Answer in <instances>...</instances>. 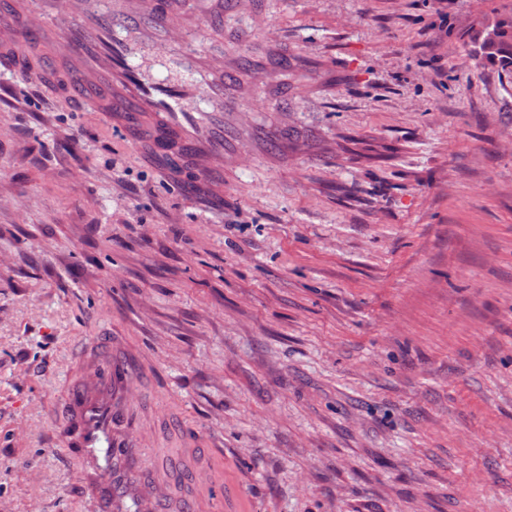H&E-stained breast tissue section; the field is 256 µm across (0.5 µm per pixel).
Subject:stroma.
Instances as JSON below:
<instances>
[{"label":"stroma","mask_w":512,"mask_h":512,"mask_svg":"<svg viewBox=\"0 0 512 512\" xmlns=\"http://www.w3.org/2000/svg\"><path fill=\"white\" fill-rule=\"evenodd\" d=\"M224 160L0 67V512H90L59 406L187 512H512V0H223ZM213 470L217 484L198 481ZM476 58L512 71V20L496 22L472 37ZM90 371L92 382L82 377L66 392L63 441L81 463L79 483L94 511L122 512L124 500L133 493L131 445L116 431L122 413L118 397L128 383L127 369L109 355Z\"/></svg>","instance_id":"1"}]
</instances>
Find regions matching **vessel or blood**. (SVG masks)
Instances as JSON below:
<instances>
[{"label":"vessel or blood","mask_w":512,"mask_h":512,"mask_svg":"<svg viewBox=\"0 0 512 512\" xmlns=\"http://www.w3.org/2000/svg\"><path fill=\"white\" fill-rule=\"evenodd\" d=\"M11 0H0V59L17 68H30V55L17 41L18 17L12 12ZM176 0H168L164 11H157L153 0H141L129 11V23L117 31L111 14L93 15L83 0H65L57 12L59 35L52 48L40 50L46 66H53L58 56L75 60L92 57L98 71L106 74L119 96L116 111L127 115L161 112L168 128L185 153L200 158L205 148L201 142L186 139L177 114L186 112V99L203 96L207 109H224V56L217 53L208 59L207 79L195 87L166 88L137 80L127 58L138 41H149L155 28H163L162 42L169 53H177L183 41L172 24ZM94 89L88 73L75 69L70 75L69 95L79 101L88 99ZM93 381L78 380L65 395L63 411L67 417L63 441L82 466L79 483L94 512H123L125 499L132 494L129 472L132 455L130 443L116 431L122 406L121 393L128 383L127 370L121 360L108 356L93 367Z\"/></svg>","instance_id":"vessel-or-blood-1"}]
</instances>
